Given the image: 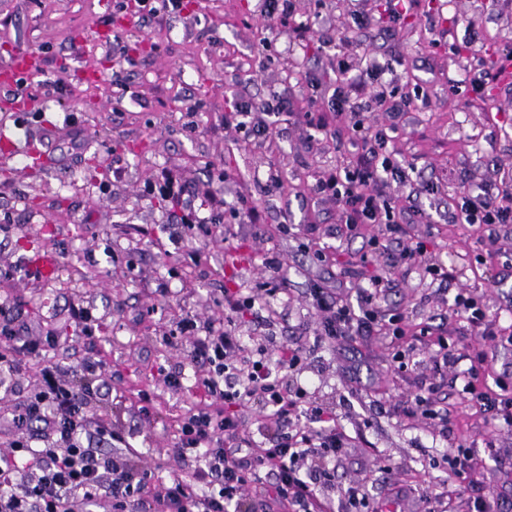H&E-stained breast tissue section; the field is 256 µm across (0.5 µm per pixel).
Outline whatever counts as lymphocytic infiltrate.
I'll list each match as a JSON object with an SVG mask.
<instances>
[{
    "label": "lymphocytic infiltrate",
    "mask_w": 512,
    "mask_h": 512,
    "mask_svg": "<svg viewBox=\"0 0 512 512\" xmlns=\"http://www.w3.org/2000/svg\"><path fill=\"white\" fill-rule=\"evenodd\" d=\"M351 85H338L328 111L310 112L309 125L327 128L330 120L350 114L348 125L337 127L340 136L358 137L363 153L343 171L324 174L311 192L336 201L341 221L349 231L377 224L384 236L402 233L407 210L383 195L386 180L406 182L404 167L390 158L388 136L368 132L363 112L384 106L383 94L351 107ZM288 98L273 95L263 104L235 101L225 112V125L268 136L273 115L288 113ZM145 191L159 194L177 209L178 223L200 237H215L219 216L230 210L247 223L261 221L251 196L233 201L204 193L208 215H201L191 188L172 171L165 170L146 182ZM454 220L459 224L512 222V194L458 192ZM423 266L431 276L445 271L426 257L422 244L403 247L400 261L368 275L357 305L344 303L328 289L315 287L310 306L319 317V334L332 340L349 331H371L378 321L380 295L398 276L400 264ZM267 281L248 292H224L216 305L224 310L219 322L182 318L170 338L185 344L186 358L194 369L195 401L179 420V440L173 457L178 472L169 481L156 480L139 453L127 445L124 430L96 420L89 399L101 367L84 357L63 365L55 353L63 346L59 336H24L22 312L9 301L0 302V387H11L19 373L21 357L42 359L33 389L13 403L0 421L6 424L7 450L0 451V512H86L87 507L109 501L112 512H244L245 493L266 484L267 512H335L323 493L334 482L333 466L345 436L336 429V416L322 404L308 400L302 387L289 383L288 372L297 370L302 351L282 343L276 359L267 348L244 345L235 322L243 311L259 309L272 320H287V310L271 308L268 299L288 281L283 260L263 258ZM469 368L458 372L462 391L471 401L492 411L500 427L512 428V397L494 393L480 378L488 351L469 353ZM269 409L278 434L269 448L255 447L243 434V411L253 404Z\"/></svg>",
    "instance_id": "f902f5d3"
}]
</instances>
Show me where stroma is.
Masks as SVG:
<instances>
[{
  "instance_id": "1",
  "label": "stroma",
  "mask_w": 512,
  "mask_h": 512,
  "mask_svg": "<svg viewBox=\"0 0 512 512\" xmlns=\"http://www.w3.org/2000/svg\"><path fill=\"white\" fill-rule=\"evenodd\" d=\"M391 4L296 0L297 21L313 29L299 42L288 29L269 28L258 0H182L180 10L147 18L139 0H0V209L10 210L18 226L0 237V269H17L15 278L0 279V299L24 309L33 336L46 327L69 335V303L90 308L100 331L89 354L102 365L90 407L101 421L131 431V444L158 479L176 467V419L193 393L168 389L158 378L161 367L193 373L165 334L189 314L223 317L214 297L266 281L261 260L276 253L288 268V324L270 327L247 316L238 329L247 340L269 336L303 348L297 384L335 412L347 436L336 485L362 484L383 512L418 508L417 495H388L395 481L440 494V512H470L477 497L512 502V430L493 429L461 399L453 368L428 340L414 341L412 366L401 372L381 330L331 345L317 337L312 286L356 301L366 285L356 272L378 227L347 235L336 203L310 195L316 177L355 160L361 146L337 139L335 126L309 128L304 114L325 109L337 60L356 67L369 55L399 93L419 84L428 94V104L371 112L367 123L391 136L410 180L434 187L416 201L431 223L409 216L401 243L423 242L429 257L453 271L452 280H434L405 267L385 308L414 324L432 321L449 344L477 347L481 337L452 312L455 295L466 290L496 317L497 333H512V223L492 230L455 224L450 205L464 186L512 189V77L487 59L488 52L512 50V0H415L393 40L383 33ZM359 15L369 17L366 29H356ZM32 53L38 73L6 75L14 59ZM454 85L458 93L449 94ZM274 90L293 101L294 112L278 117L270 138L225 127L236 95L260 103ZM117 166L125 170L118 181ZM164 168L228 199L252 195L263 223L225 216L226 238L196 241L199 263L170 277L176 247L161 231L171 221L169 205L141 192L144 180ZM273 170L282 188H267ZM492 234L499 253L478 263ZM401 243H390L379 265L395 261ZM47 254L57 267L41 284L26 270ZM163 286L172 293L158 306L155 291ZM144 388L156 397L147 418L136 408L135 394ZM426 392L447 409V423L406 414L408 402ZM490 435L493 456L484 446ZM461 439L477 465L472 482L458 488L442 457Z\"/></svg>"
}]
</instances>
